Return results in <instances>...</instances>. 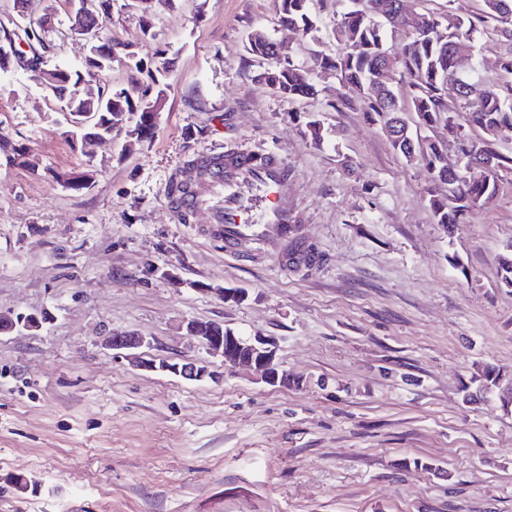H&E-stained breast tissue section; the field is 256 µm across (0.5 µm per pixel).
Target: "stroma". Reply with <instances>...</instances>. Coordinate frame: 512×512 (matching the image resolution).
Returning a JSON list of instances; mask_svg holds the SVG:
<instances>
[{
  "mask_svg": "<svg viewBox=\"0 0 512 512\" xmlns=\"http://www.w3.org/2000/svg\"><path fill=\"white\" fill-rule=\"evenodd\" d=\"M277 5L112 0L117 46L166 47V99L152 139L116 135L89 157L31 72L0 73V136L26 159L0 160V316L51 315L0 334V512H512V411L466 398L485 370L512 377L500 269L512 175L448 235L424 168L379 122L331 109L335 72L316 71L315 95L299 100L256 82L251 31L297 64L339 47L343 0H315L307 37L278 24ZM21 10L45 22L50 65L88 56L67 0H0V25ZM511 47L477 37L471 78L506 81L498 58ZM228 151L285 160L319 266L279 269L274 242L226 251L205 208L180 217L172 182H196L190 160ZM86 170L77 190L58 179ZM190 321L273 340L290 384L222 365ZM121 332L150 344L108 348ZM138 356L221 377L148 371Z\"/></svg>",
  "mask_w": 512,
  "mask_h": 512,
  "instance_id": "stroma-1",
  "label": "stroma"
}]
</instances>
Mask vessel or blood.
<instances>
[{"instance_id": "obj_1", "label": "vessel or blood", "mask_w": 512, "mask_h": 512, "mask_svg": "<svg viewBox=\"0 0 512 512\" xmlns=\"http://www.w3.org/2000/svg\"><path fill=\"white\" fill-rule=\"evenodd\" d=\"M193 166L210 183L211 230L223 237L226 247L243 239L291 243L297 226L288 208L290 189L283 159L237 152L201 156Z\"/></svg>"}]
</instances>
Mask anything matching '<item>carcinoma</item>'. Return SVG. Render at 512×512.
<instances>
[{
	"mask_svg": "<svg viewBox=\"0 0 512 512\" xmlns=\"http://www.w3.org/2000/svg\"><path fill=\"white\" fill-rule=\"evenodd\" d=\"M313 0H279L277 22L304 34L317 30L318 18L313 12ZM349 6L340 14L336 24L337 41L344 50L335 54H318L312 67L306 69L291 61L276 60L259 74V83L284 97L304 98L316 92L312 73L318 69L336 72L339 84L350 93H337L331 104L337 112L362 111L374 121L389 127L390 116L409 110L416 115L418 127L435 130L448 126V118L460 129L467 127L480 132V137H467L462 163L455 172H448V163L442 161L440 146L434 141L419 140L407 125L401 132L388 135L391 147L408 161H416L427 168L431 188L429 207L436 223L443 226L465 223L467 214L493 200L502 181V173L512 172V152L500 149L501 137L512 132V81L502 84L481 85L472 81L457 68V54L474 48L476 35L490 31L512 38V0H483L480 13L469 14L454 7L455 0H448L444 13L429 14L433 24L417 32L404 16H392L395 26L409 32V41L397 52L390 53L384 46L382 18L375 13L378 3L367 0H347ZM0 71L10 66L8 56H17L20 67L36 71L44 67V56L50 50L42 35L41 25L28 22L22 32L23 41L30 54H17L14 45L18 40L15 31L1 28ZM246 50L258 59L270 55L268 35L253 31L248 35ZM166 50L158 48L148 61L134 63L135 69L144 73L153 83L166 69ZM397 69L407 79L409 101L402 104L389 85V73ZM112 70V65L102 68L88 63L83 69L67 72L68 82L55 93L56 100L69 112H91L94 125L77 132L78 143L87 157H92L90 147L94 139L112 136V131L127 124L130 115L138 114L137 139L147 140L154 134L159 105L165 96L160 88L156 97L146 99L133 90L119 85L94 84L97 76ZM459 83V108H448L445 95L448 82ZM464 122H459V116ZM311 265L322 257L311 247L295 240L291 255Z\"/></svg>",
	"mask_w": 512,
	"mask_h": 512,
	"instance_id": "1",
	"label": "carcinoma"
}]
</instances>
